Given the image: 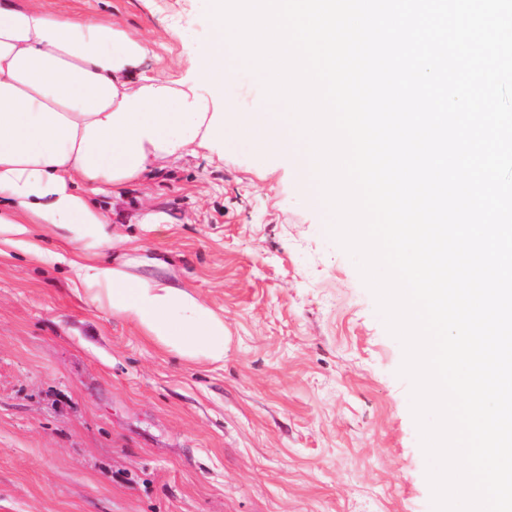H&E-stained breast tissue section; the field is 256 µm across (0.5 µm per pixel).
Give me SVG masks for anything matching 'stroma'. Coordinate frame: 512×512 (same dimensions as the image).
Here are the masks:
<instances>
[{
	"label": "stroma",
	"instance_id": "stroma-1",
	"mask_svg": "<svg viewBox=\"0 0 512 512\" xmlns=\"http://www.w3.org/2000/svg\"><path fill=\"white\" fill-rule=\"evenodd\" d=\"M49 4L153 42L171 79L212 35L210 0ZM205 94L246 117L264 98L246 70ZM302 182L229 137L95 199L223 314L220 364L160 351L66 268L0 257V512H433L402 346Z\"/></svg>",
	"mask_w": 512,
	"mask_h": 512
}]
</instances>
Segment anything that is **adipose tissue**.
Listing matches in <instances>:
<instances>
[{"mask_svg":"<svg viewBox=\"0 0 512 512\" xmlns=\"http://www.w3.org/2000/svg\"><path fill=\"white\" fill-rule=\"evenodd\" d=\"M149 43L92 13L59 12L42 0H0V256L65 264L76 293L136 325L159 349L224 361V316L164 276L147 247L102 260L114 242L91 194L120 195L150 180L160 161L223 152L225 128L265 155H288L308 171L304 144L275 112L245 120L213 112L185 82L151 75ZM193 65L221 86L238 68L220 32ZM60 245L46 247L47 236ZM138 268L154 277L135 276Z\"/></svg>","mask_w":512,"mask_h":512,"instance_id":"obj_1","label":"adipose tissue"}]
</instances>
